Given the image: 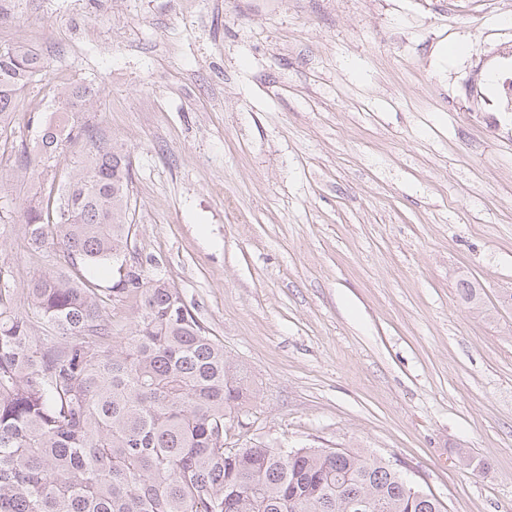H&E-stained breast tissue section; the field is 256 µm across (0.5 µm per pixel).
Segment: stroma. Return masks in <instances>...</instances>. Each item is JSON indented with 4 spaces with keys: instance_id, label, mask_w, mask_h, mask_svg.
<instances>
[{
    "instance_id": "obj_1",
    "label": "stroma",
    "mask_w": 512,
    "mask_h": 512,
    "mask_svg": "<svg viewBox=\"0 0 512 512\" xmlns=\"http://www.w3.org/2000/svg\"><path fill=\"white\" fill-rule=\"evenodd\" d=\"M57 87L102 91L130 149L129 264L253 375L227 445L355 448L447 512H512V0H16ZM462 44L443 57V45ZM64 162L0 181L15 293L58 264L16 212ZM478 288L476 310L460 281Z\"/></svg>"
}]
</instances>
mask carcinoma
Masks as SVG:
<instances>
[{
	"mask_svg": "<svg viewBox=\"0 0 512 512\" xmlns=\"http://www.w3.org/2000/svg\"><path fill=\"white\" fill-rule=\"evenodd\" d=\"M46 68L24 45L0 43V139L15 137L21 93ZM101 90L55 89L54 111L78 128L57 193L18 211L31 245L58 247L81 271L111 267L112 285L48 270L23 307L0 290V512H443L382 458L354 448L224 446L248 371L156 275L115 269L132 225L129 151L82 121ZM71 135L49 124L40 161ZM27 146L0 180L28 170ZM133 303L129 327L106 300Z\"/></svg>",
	"mask_w": 512,
	"mask_h": 512,
	"instance_id": "cac0c4a2",
	"label": "carcinoma"
}]
</instances>
